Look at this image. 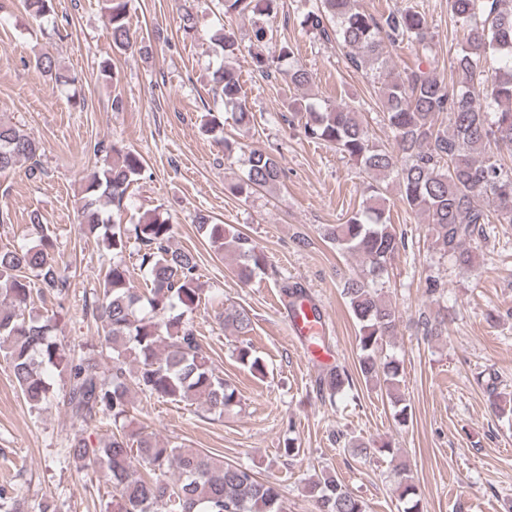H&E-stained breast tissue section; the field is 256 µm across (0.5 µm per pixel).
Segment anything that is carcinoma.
<instances>
[{"instance_id": "obj_1", "label": "carcinoma", "mask_w": 512, "mask_h": 512, "mask_svg": "<svg viewBox=\"0 0 512 512\" xmlns=\"http://www.w3.org/2000/svg\"><path fill=\"white\" fill-rule=\"evenodd\" d=\"M358 0H304L302 24L328 42L348 48V62L369 74L377 84L383 121L391 143H376L363 113L356 107L310 103L296 98L295 113H305L307 139L323 141L354 162L372 178L369 195L344 224H326L322 240L336 250L362 258V272L348 277L344 295L358 329L357 373L365 386L380 391L400 407L397 420L407 421V404L398 393L403 363L384 354L400 319L382 293V278L405 237L387 222L380 204L385 185H398L402 203L426 216L428 231L443 254L455 265L475 264L472 245L496 237L497 225L512 223V0H449L464 42L454 62L456 79L449 84L436 73L421 68L394 73L388 49L404 41L426 50L433 39L424 15L412 9H393L381 15L357 6ZM278 0H223L224 13L251 10L269 15ZM35 19L53 10L52 0H24ZM131 0H106V22L115 50L147 54L150 46L129 21ZM222 64L212 82L233 107V117L248 128L254 116L241 96L240 77L232 61L242 53L235 34L223 28L209 38ZM288 60L291 84L300 88L313 76L291 49ZM36 67L58 86L75 78L67 74L47 49L35 56ZM41 146L15 126L0 120V172L21 160L29 172L40 170ZM94 155L102 156L81 187V230L102 249L118 256L136 245L138 269L149 284L142 295L132 285L131 271L112 262L93 307L100 323L101 352L111 360L103 371L91 358L70 355L57 341L56 324L49 316L26 314L33 295L64 296L70 281L62 270L61 256L41 216L30 215L36 243L0 250V356L9 364L14 381L34 409L49 402L56 372L67 377L63 406L82 423L112 422L115 431L94 446L76 439L70 447L76 466L98 464L118 491L117 512H287L279 484L261 481L245 464H227L197 449L163 442L143 430L130 428L131 391L148 398L204 404L215 414L238 406L237 390L215 373L188 315L202 302L196 255L172 245L173 225L157 211L143 213L132 224L115 223L112 212L132 205L130 188L144 179L146 168L135 150L115 142L100 141ZM281 161L272 152L249 151L244 178L233 190L248 196L276 186L282 177ZM197 231L218 252L231 254L243 282L266 268L263 250L248 235L228 224H215L210 216L196 215ZM425 292L442 300L446 283L428 275ZM291 309L310 304L317 320L321 311L299 282L283 285ZM224 329L238 336L252 330L247 309L231 306L218 316ZM448 306L423 315L418 326L426 340H438L447 330ZM238 362L252 373L265 366L251 346L235 348ZM319 392L335 400L350 386L348 373L332 367L317 380ZM348 447L365 457L375 453L395 455L389 442L371 447L349 440ZM176 467L172 482L159 472ZM402 512H423L418 486L407 468H397ZM316 512H367V505L332 472L323 471L305 485Z\"/></svg>"}]
</instances>
